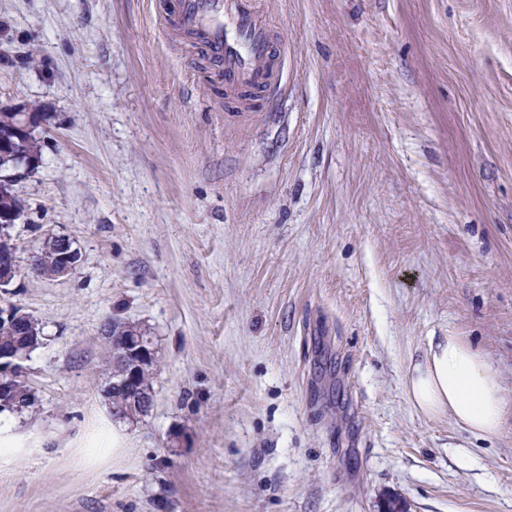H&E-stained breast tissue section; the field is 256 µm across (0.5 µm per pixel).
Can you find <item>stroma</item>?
I'll return each mask as SVG.
<instances>
[{
  "label": "stroma",
  "instance_id": "obj_1",
  "mask_svg": "<svg viewBox=\"0 0 512 512\" xmlns=\"http://www.w3.org/2000/svg\"><path fill=\"white\" fill-rule=\"evenodd\" d=\"M288 55L240 112L162 0H0V107L38 115L0 293L39 323L0 512H512L492 440L411 405L454 332L512 405V0H258ZM152 337L154 405L113 418L107 322ZM120 431L122 447L112 445ZM57 240V249L55 252L46 253L40 248L32 256L29 264V271L32 273L40 262H53L58 267L59 272L56 275V269L52 265H43L37 270V274L42 278L53 279L69 275L77 266L80 260V254L73 248L72 241L64 235L51 236Z\"/></svg>",
  "mask_w": 512,
  "mask_h": 512
}]
</instances>
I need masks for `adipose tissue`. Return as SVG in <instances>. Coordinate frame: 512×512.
Returning a JSON list of instances; mask_svg holds the SVG:
<instances>
[{
	"label": "adipose tissue",
	"mask_w": 512,
	"mask_h": 512,
	"mask_svg": "<svg viewBox=\"0 0 512 512\" xmlns=\"http://www.w3.org/2000/svg\"><path fill=\"white\" fill-rule=\"evenodd\" d=\"M407 392L422 415L448 417L483 438L499 436L512 412L486 355L452 332L430 337L423 357L408 371Z\"/></svg>",
	"instance_id": "obj_1"
}]
</instances>
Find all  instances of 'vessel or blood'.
Returning a JSON list of instances; mask_svg holds the SVG:
<instances>
[{
  "label": "vessel or blood",
  "instance_id": "vessel-or-blood-1",
  "mask_svg": "<svg viewBox=\"0 0 512 512\" xmlns=\"http://www.w3.org/2000/svg\"><path fill=\"white\" fill-rule=\"evenodd\" d=\"M173 25L196 36L230 99L275 82L270 59L276 47L256 0H177Z\"/></svg>",
  "mask_w": 512,
  "mask_h": 512
}]
</instances>
